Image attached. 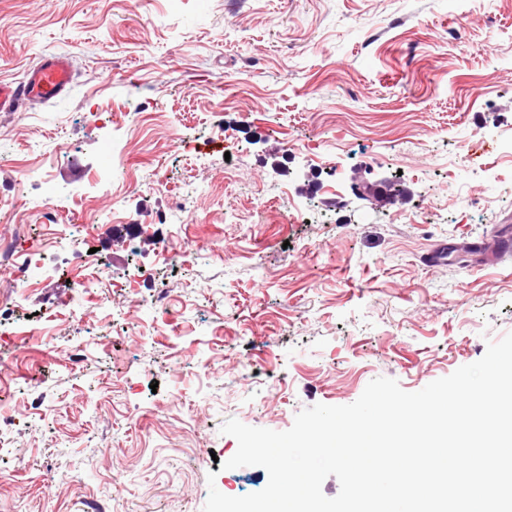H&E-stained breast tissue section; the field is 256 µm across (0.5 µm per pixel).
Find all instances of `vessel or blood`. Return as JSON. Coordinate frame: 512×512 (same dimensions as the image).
Segmentation results:
<instances>
[{
    "instance_id": "obj_1",
    "label": "vessel or blood",
    "mask_w": 512,
    "mask_h": 512,
    "mask_svg": "<svg viewBox=\"0 0 512 512\" xmlns=\"http://www.w3.org/2000/svg\"><path fill=\"white\" fill-rule=\"evenodd\" d=\"M74 80L72 58L66 53L40 57L20 84L0 83V112L17 111L27 103H49L64 95Z\"/></svg>"
}]
</instances>
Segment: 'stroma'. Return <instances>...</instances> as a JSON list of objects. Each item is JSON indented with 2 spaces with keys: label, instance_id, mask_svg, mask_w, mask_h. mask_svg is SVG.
<instances>
[{
  "label": "stroma",
  "instance_id": "stroma-1",
  "mask_svg": "<svg viewBox=\"0 0 512 512\" xmlns=\"http://www.w3.org/2000/svg\"><path fill=\"white\" fill-rule=\"evenodd\" d=\"M50 52L73 58L68 94L0 112V237L50 235L45 190L18 171L47 165L110 278L157 273L54 323L75 250L25 295L0 275V332H20L0 370V512H203L210 487L268 482L223 469L227 419L285 431L378 377L415 392L512 332V0H0V82ZM332 175L340 194L309 205ZM381 176L405 196L367 194ZM113 208L144 234L96 223ZM167 237L195 263L157 265Z\"/></svg>",
  "mask_w": 512,
  "mask_h": 512
}]
</instances>
